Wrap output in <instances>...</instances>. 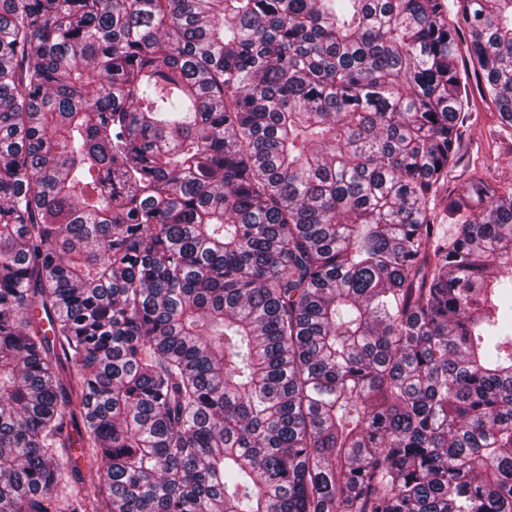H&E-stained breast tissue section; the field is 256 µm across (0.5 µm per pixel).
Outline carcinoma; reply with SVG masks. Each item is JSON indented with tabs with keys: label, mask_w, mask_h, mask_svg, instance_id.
Instances as JSON below:
<instances>
[{
	"label": "carcinoma",
	"mask_w": 512,
	"mask_h": 512,
	"mask_svg": "<svg viewBox=\"0 0 512 512\" xmlns=\"http://www.w3.org/2000/svg\"><path fill=\"white\" fill-rule=\"evenodd\" d=\"M473 78L512 0H0V512H512ZM76 449L79 451L76 453ZM64 460H67L70 468L73 469V475H70L72 481H79L80 475H86L90 469H96V462L88 455H81L80 448H60Z\"/></svg>",
	"instance_id": "1"
}]
</instances>
